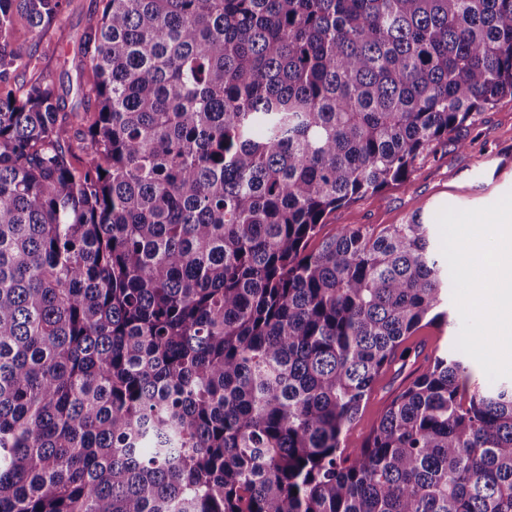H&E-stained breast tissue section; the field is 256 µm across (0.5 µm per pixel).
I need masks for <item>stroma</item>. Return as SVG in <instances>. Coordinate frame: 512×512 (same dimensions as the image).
Returning a JSON list of instances; mask_svg holds the SVG:
<instances>
[{
  "label": "stroma",
  "mask_w": 512,
  "mask_h": 512,
  "mask_svg": "<svg viewBox=\"0 0 512 512\" xmlns=\"http://www.w3.org/2000/svg\"><path fill=\"white\" fill-rule=\"evenodd\" d=\"M95 7L96 0H74L39 45L51 78L59 88H68L77 81L70 60ZM457 137L465 141V148H457L455 143L436 146L418 161L407 185L392 186L336 208L327 216L319 239L310 241V248H317L320 238L332 235L341 225L379 230L405 223L418 209L427 216L446 206L476 209L512 192V98L504 97L482 112L474 124L459 129ZM460 329L461 318L452 305L448 308L447 324L422 327L407 339L401 347V359L377 379L360 416L344 434L345 447L356 448L363 443L383 409L424 371L428 356L436 350L454 349Z\"/></svg>",
  "instance_id": "35a3bbf8"
}]
</instances>
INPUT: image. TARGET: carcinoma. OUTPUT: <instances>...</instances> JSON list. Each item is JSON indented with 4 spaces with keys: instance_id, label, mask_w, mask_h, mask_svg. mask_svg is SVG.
Masks as SVG:
<instances>
[{
    "instance_id": "cac0c4a2",
    "label": "carcinoma",
    "mask_w": 512,
    "mask_h": 512,
    "mask_svg": "<svg viewBox=\"0 0 512 512\" xmlns=\"http://www.w3.org/2000/svg\"><path fill=\"white\" fill-rule=\"evenodd\" d=\"M72 2L0 0V512H512V382L458 351L342 445L448 323L429 223L308 250L512 97V0H100L66 112ZM95 7L101 9V4L95 0H74L61 21L50 28L38 47L40 53L44 54L48 72L60 92L61 88L68 89L69 84L74 88L76 86L77 75L71 65L73 48L86 24L89 13L93 12ZM66 59L67 63L64 62ZM448 325L420 328L401 346L394 367L376 381L374 391L356 422L343 434L346 448H358L376 426L383 409L398 392L427 367L426 357L436 350L455 351L461 318L452 299V281L448 268ZM402 351V360L399 358ZM396 370V371H395Z\"/></svg>"
}]
</instances>
